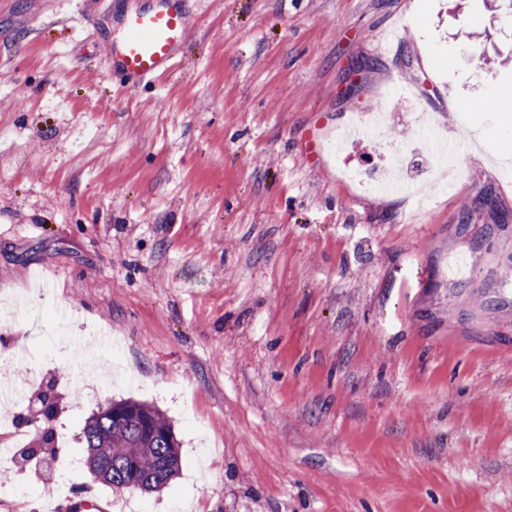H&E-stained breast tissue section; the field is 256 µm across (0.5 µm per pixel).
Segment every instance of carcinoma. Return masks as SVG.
Wrapping results in <instances>:
<instances>
[{
    "label": "carcinoma",
    "instance_id": "obj_1",
    "mask_svg": "<svg viewBox=\"0 0 512 512\" xmlns=\"http://www.w3.org/2000/svg\"><path fill=\"white\" fill-rule=\"evenodd\" d=\"M79 440L87 470L115 490L157 492L181 470L171 421L146 403L105 402L86 420Z\"/></svg>",
    "mask_w": 512,
    "mask_h": 512
}]
</instances>
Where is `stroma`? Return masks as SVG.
Instances as JSON below:
<instances>
[{"label":"stroma","instance_id":"stroma-1","mask_svg":"<svg viewBox=\"0 0 512 512\" xmlns=\"http://www.w3.org/2000/svg\"><path fill=\"white\" fill-rule=\"evenodd\" d=\"M141 2L0 0V376L54 387L58 432L163 411L182 470L146 512H512V135L467 109L512 90V6L188 0L180 63L129 90L104 58ZM392 151L423 203L345 178ZM83 455L0 462V512Z\"/></svg>","mask_w":512,"mask_h":512}]
</instances>
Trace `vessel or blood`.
Wrapping results in <instances>:
<instances>
[{
    "mask_svg": "<svg viewBox=\"0 0 512 512\" xmlns=\"http://www.w3.org/2000/svg\"><path fill=\"white\" fill-rule=\"evenodd\" d=\"M190 15L186 0H148L115 15L127 37L109 54L108 67L125 81L137 83L172 69L185 42ZM47 512H101L92 498L68 497L51 502Z\"/></svg>",
    "mask_w": 512,
    "mask_h": 512,
    "instance_id": "b4317fda",
    "label": "vessel or blood"
}]
</instances>
